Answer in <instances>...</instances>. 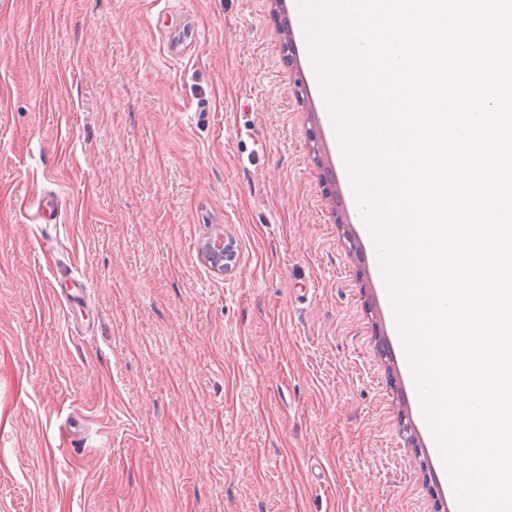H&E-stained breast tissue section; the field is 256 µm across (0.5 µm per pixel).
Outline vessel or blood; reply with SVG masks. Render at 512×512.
<instances>
[{
    "label": "vessel or blood",
    "instance_id": "vessel-or-blood-1",
    "mask_svg": "<svg viewBox=\"0 0 512 512\" xmlns=\"http://www.w3.org/2000/svg\"><path fill=\"white\" fill-rule=\"evenodd\" d=\"M22 208L32 209V218L38 224H54L60 218L62 202L57 195L48 190H40L22 200ZM42 256L46 264L57 267L58 272L51 285V293L62 307L70 328L91 331L96 323L97 312L92 301V287L89 280L71 268L60 266L56 253L43 249ZM87 421L78 413L70 414L59 425L55 440L63 447H74L86 435Z\"/></svg>",
    "mask_w": 512,
    "mask_h": 512
}]
</instances>
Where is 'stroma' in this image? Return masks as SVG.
I'll return each instance as SVG.
<instances>
[{"label": "stroma", "mask_w": 512, "mask_h": 512, "mask_svg": "<svg viewBox=\"0 0 512 512\" xmlns=\"http://www.w3.org/2000/svg\"><path fill=\"white\" fill-rule=\"evenodd\" d=\"M282 10L0 0V512H457ZM38 187L58 223L20 208ZM46 243L93 284L91 335ZM224 248L220 253L211 251L210 241L202 243L200 249L202 255L208 263L215 269L228 272L233 269L237 263L238 253L236 243L233 238L224 236ZM41 252L46 264L59 268L51 285V293L61 305L66 322L75 331H91L96 323L97 312L89 280L71 268L61 267L53 250L43 247ZM87 420L79 413H72L59 425L55 441L59 446L72 448L86 435Z\"/></svg>", "instance_id": "obj_1"}]
</instances>
